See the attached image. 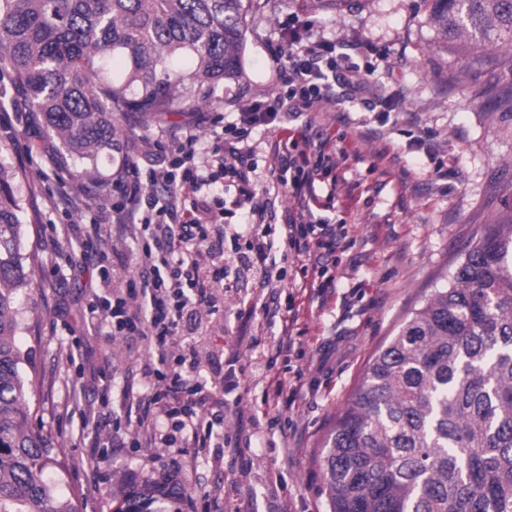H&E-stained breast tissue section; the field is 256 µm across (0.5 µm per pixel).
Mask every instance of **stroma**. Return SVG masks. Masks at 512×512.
Returning <instances> with one entry per match:
<instances>
[{
  "mask_svg": "<svg viewBox=\"0 0 512 512\" xmlns=\"http://www.w3.org/2000/svg\"><path fill=\"white\" fill-rule=\"evenodd\" d=\"M292 11L299 33L312 21L325 37L358 46L355 63L396 108L357 112L348 123L338 105L327 102L319 114L326 150L336 155L323 179L336 183L341 220L331 287L292 288L299 263L284 258L276 223L269 232L283 282L264 288L242 269L225 281L223 330L215 338L225 359L245 362L255 355L237 340L234 316L244 303H255L250 330L266 346L278 336L282 318L298 314L293 334L302 356L270 372L298 390L291 405L269 411L286 425L276 447L248 444L264 389L245 380L239 404L220 424L238 439L241 452L131 447L127 416L145 406L125 392L148 387L139 369L148 349L85 331L103 242H64L51 251L43 234L47 224L99 219L102 205L118 198L116 166L102 155L96 173L75 183L81 211L49 206L57 176L39 151H58L59 141L37 118L0 127V164L19 177L25 245L43 261L36 285L21 299L29 328L19 342L30 353L34 424L56 441L62 467L52 477L59 493L76 495L83 512H112V497L125 480L167 477L208 491L198 512H268L273 505L280 512H329L323 444L373 353L433 288L445 284L483 225L512 215V107L500 102L512 89V47L443 46L427 21L425 0H258L246 17L243 78L218 83L208 99L191 97L178 111L136 127L123 137L122 151L135 152L146 135L179 137L191 123L201 141H210L211 117L265 100L276 89L274 56ZM439 167L447 168V178L436 176ZM271 298L277 301L272 317L258 307ZM87 413L92 419L84 428ZM242 482L252 485V496L235 495Z\"/></svg>",
  "mask_w": 512,
  "mask_h": 512,
  "instance_id": "obj_1",
  "label": "stroma"
}]
</instances>
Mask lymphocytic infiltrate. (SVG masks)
Segmentation results:
<instances>
[{"label":"lymphocytic infiltrate","instance_id":"obj_1","mask_svg":"<svg viewBox=\"0 0 512 512\" xmlns=\"http://www.w3.org/2000/svg\"><path fill=\"white\" fill-rule=\"evenodd\" d=\"M351 49L344 41L302 38L289 30L275 57L280 92L241 109L235 121L214 134L210 146H202L188 129L169 142L145 141L143 154L158 159L148 171L140 170L138 155L120 160V198L106 222L85 225L83 234L97 240L131 236L135 245L123 273L100 266V286L84 323L89 332L104 325L111 335L144 342L149 349L141 371L160 383L148 397L158 414L136 416L133 447H224L210 400L228 397L244 378L266 383V402L293 399L282 383L268 381L277 360L294 353L289 328H282L266 358L250 360L236 375L224 371V349L212 339L214 322L224 311V281L231 270L240 268L261 284L271 283V245L264 226L275 219L271 202L282 191L295 200L282 226L286 249L301 259V275L314 280L326 276L324 258L336 245V227L314 209L320 198H335V187L321 189L319 180L334 160L324 143L315 142L295 122L302 117L314 122L328 101L343 107L361 104L369 112L387 108V100L351 62ZM271 124L287 129L283 146L288 158L263 188L267 203L259 205L251 188L256 165L249 137L253 128ZM226 180L237 184L233 204L246 210L251 226L245 252L233 255L224 250V204L208 194ZM147 182L154 192L144 191Z\"/></svg>","mask_w":512,"mask_h":512}]
</instances>
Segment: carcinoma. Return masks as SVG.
<instances>
[{
	"label": "carcinoma",
	"instance_id": "1",
	"mask_svg": "<svg viewBox=\"0 0 512 512\" xmlns=\"http://www.w3.org/2000/svg\"><path fill=\"white\" fill-rule=\"evenodd\" d=\"M446 43H512V0H425ZM247 0H0V63L28 94L58 166L79 180L117 147L120 118L174 112L243 69ZM116 82L102 75L114 56ZM16 174L0 164V512H80L45 471L19 302L42 260L23 244ZM329 512H512V220L487 224L447 284L373 354L322 455ZM170 478L129 480L112 512H182Z\"/></svg>",
	"mask_w": 512,
	"mask_h": 512
}]
</instances>
